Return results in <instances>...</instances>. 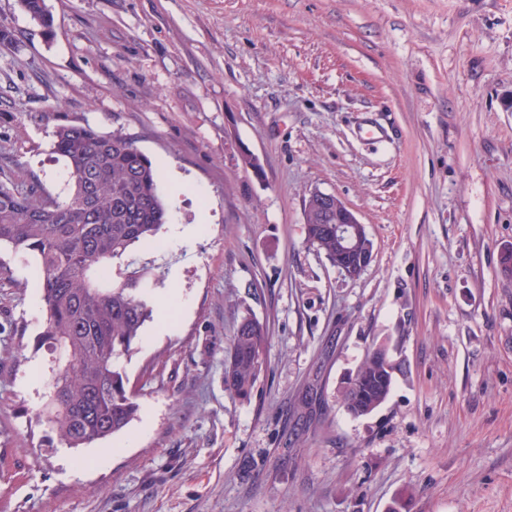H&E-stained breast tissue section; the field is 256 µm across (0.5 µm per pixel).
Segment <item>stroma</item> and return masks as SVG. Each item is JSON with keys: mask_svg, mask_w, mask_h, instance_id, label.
Masks as SVG:
<instances>
[{"mask_svg": "<svg viewBox=\"0 0 512 512\" xmlns=\"http://www.w3.org/2000/svg\"><path fill=\"white\" fill-rule=\"evenodd\" d=\"M46 3L50 41L0 0V183L65 196L55 130L118 131L200 230L134 252L160 274L120 360L139 410L91 448L36 418L41 287L0 249V512H512V0ZM315 190L366 227L357 279L304 241ZM247 315L269 339L244 401ZM383 341L401 369L353 417ZM267 346L266 327L245 317L232 338L224 368L226 385L241 399H250L265 371ZM392 362L386 344H380L368 352L355 379L348 382L343 392L344 403L350 414L358 417L369 415L385 402L393 384L395 367Z\"/></svg>", "mask_w": 512, "mask_h": 512, "instance_id": "35a3bbf8", "label": "stroma"}]
</instances>
